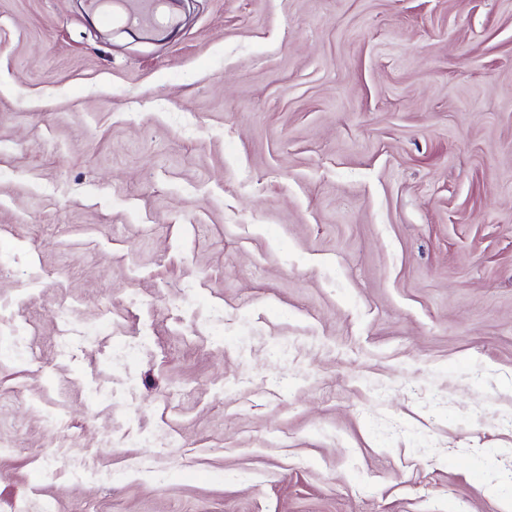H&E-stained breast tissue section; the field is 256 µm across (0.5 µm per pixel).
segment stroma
Instances as JSON below:
<instances>
[{
  "label": "stroma",
  "mask_w": 512,
  "mask_h": 512,
  "mask_svg": "<svg viewBox=\"0 0 512 512\" xmlns=\"http://www.w3.org/2000/svg\"><path fill=\"white\" fill-rule=\"evenodd\" d=\"M172 9L0 0V512H505L512 0ZM87 0L92 10H96L105 25L117 20L139 27H152L164 19L162 6L164 0ZM120 9V10H118Z\"/></svg>",
  "instance_id": "stroma-1"
}]
</instances>
